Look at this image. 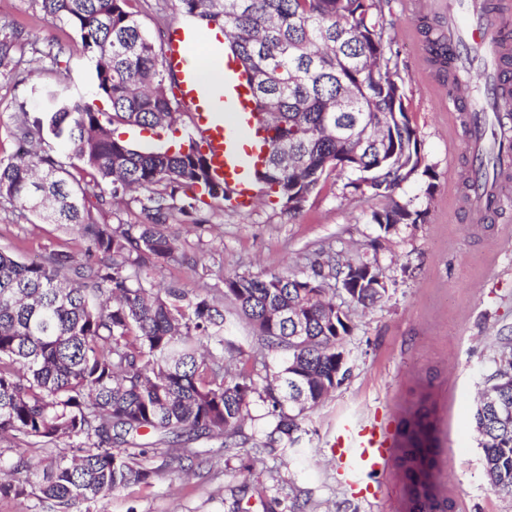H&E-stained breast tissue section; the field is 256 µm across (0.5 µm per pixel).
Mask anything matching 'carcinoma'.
Wrapping results in <instances>:
<instances>
[{"mask_svg":"<svg viewBox=\"0 0 512 512\" xmlns=\"http://www.w3.org/2000/svg\"><path fill=\"white\" fill-rule=\"evenodd\" d=\"M45 19L65 20L79 35L93 69L102 110L66 97L34 119L24 104L16 136L30 148L0 158V199L49 224L80 227L84 259L54 250L41 262L0 252V437L19 433L41 446L73 449L33 460L0 452V498H34L39 512H91L112 492L148 484L164 469L193 468L203 451L182 443L247 444L257 453L292 448L303 432L297 405L317 407L345 379L337 357L349 327L327 297L324 266L312 274H242L224 279V298L253 325L273 353L257 380L228 363L243 350L225 335L224 310L208 293L164 286L152 276L179 261L163 226L173 211L192 220L205 198H226L197 141L182 135L174 147L139 150L114 125L178 132L181 104L167 94L154 39L129 10L131 0H37ZM181 10L230 33L232 55L248 76L260 74L256 108L268 134L269 158L257 179L266 196L298 211L324 172L343 167L352 143L326 127L356 123L385 128L388 147L402 163L379 162L373 145L358 166L368 180L350 182L356 193L390 197L408 171L419 167L418 140L404 106L403 81L388 55L383 0H177ZM425 51L452 75L446 41L423 24ZM18 36L0 24V69L17 66ZM48 132L72 145L58 152ZM305 158L299 172L281 164V140ZM77 158L94 172L98 191L88 196L70 172ZM146 221L109 224L99 216L128 192ZM426 212L398 202L371 213L388 231L422 224ZM342 286L367 306L386 292L371 261L345 264ZM475 411L491 487L512 495V362L498 365ZM269 418L263 439L245 430L251 404ZM430 411L420 407L405 422L400 457L410 488V512H438L431 481L435 458L428 444ZM157 436L140 441L141 431ZM161 463H156V459ZM39 471L36 480L14 479Z\"/></svg>","mask_w":512,"mask_h":512,"instance_id":"obj_1","label":"carcinoma"}]
</instances>
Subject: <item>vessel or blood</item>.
I'll return each instance as SVG.
<instances>
[{
	"instance_id": "vessel-or-blood-1",
	"label": "vessel or blood",
	"mask_w": 512,
	"mask_h": 512,
	"mask_svg": "<svg viewBox=\"0 0 512 512\" xmlns=\"http://www.w3.org/2000/svg\"><path fill=\"white\" fill-rule=\"evenodd\" d=\"M444 35L455 51L454 67L461 77H478L477 93L462 100L457 110L468 126L467 146L471 164L483 157L485 140L499 145L501 169L512 168V95L502 91V71L512 59L502 36L488 18L486 0H448L437 11ZM196 41L186 29L170 27L166 37L165 60L180 70L182 78L176 96L193 112L197 137L216 179L230 190V205L251 209L254 202L252 175L268 152L258 124L256 105L246 94V78L223 55L224 32L213 28L208 36L209 51L191 63L187 50ZM512 201V181L499 178L491 184L475 183L469 209L484 219L490 207ZM390 446L380 427L373 422L344 426L336 439V461L346 476L363 471H380Z\"/></svg>"
}]
</instances>
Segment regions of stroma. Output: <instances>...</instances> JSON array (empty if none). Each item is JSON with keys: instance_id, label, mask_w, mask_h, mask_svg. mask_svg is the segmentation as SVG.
Returning a JSON list of instances; mask_svg holds the SVG:
<instances>
[{"instance_id": "stroma-1", "label": "stroma", "mask_w": 512, "mask_h": 512, "mask_svg": "<svg viewBox=\"0 0 512 512\" xmlns=\"http://www.w3.org/2000/svg\"><path fill=\"white\" fill-rule=\"evenodd\" d=\"M131 9L151 35L168 25L201 28L175 0H133ZM391 48L404 79L407 120L414 130L421 168L401 182L392 198L353 194L355 175L329 169L298 212L257 197L241 213L224 199L203 206L196 222L173 216L164 232L181 259L158 269L165 283L222 297L225 278L242 274H310L316 260L376 262L386 284L377 303L352 302L340 280L328 295L347 318L341 340L348 373L319 406L303 414L305 433L294 448L272 455L252 448L212 454L191 476L163 470L151 484H134L102 500L96 512H407L409 492L399 465L403 421L419 407L430 411L435 492L452 512H512V496L493 490L484 470L474 413L477 396L500 357L502 339L512 336V203L495 221L480 223L460 206L468 157L462 123L447 103L465 88L450 85L424 51L423 22L435 15L417 11L411 0L385 8ZM22 31L28 42L15 71L0 73V158L13 155L18 104L29 116L52 106L53 95L79 94L95 102V89L80 39L64 21L44 20L37 0H0V20ZM66 47L58 64L36 60L30 44ZM426 211L421 224L383 230L370 215L392 202ZM77 228L46 224L21 215L0 200V251L30 261L51 250L82 257ZM347 418L378 420L393 440L383 471L345 483L333 448ZM377 497L360 494L363 485Z\"/></svg>"}]
</instances>
